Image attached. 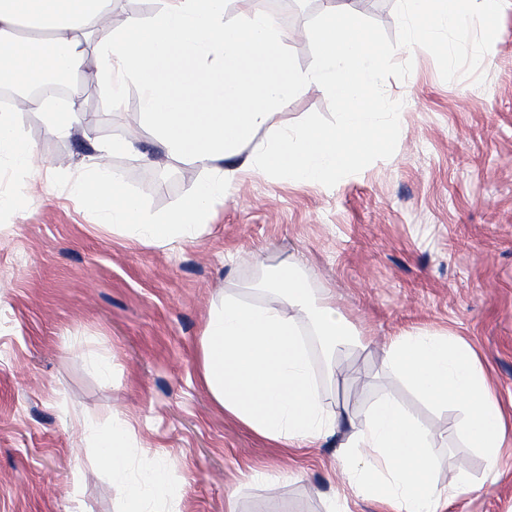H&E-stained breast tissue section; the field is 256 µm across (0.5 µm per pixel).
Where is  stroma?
Segmentation results:
<instances>
[{"mask_svg":"<svg viewBox=\"0 0 512 512\" xmlns=\"http://www.w3.org/2000/svg\"><path fill=\"white\" fill-rule=\"evenodd\" d=\"M298 2L304 11L284 52L304 72L320 51L310 31L325 2ZM358 20L382 50L384 120L395 138L337 184L294 182L253 155L202 231L165 247L112 230L71 199L82 133L53 136L42 113H15L55 170H0V512H65L74 498L83 512H125L121 484L105 472L86 476L95 459L86 427L120 420L135 426L132 467L146 454L165 460L160 512H328L334 503L380 512L352 491L340 444L384 395L427 430L437 487L471 482L448 512H512V445L488 469L468 442L464 408L419 401L383 351L406 331L462 339L512 415V6L495 7L489 25L471 22L452 63L438 49L409 51L398 0H361ZM83 88L93 136L140 141L139 153L107 160L125 189L154 218L180 207L207 174L157 147L137 82L116 111L100 85ZM341 110L310 85L274 109L258 138L268 145L284 131L330 128ZM295 257L310 289L331 293L370 339L341 352L347 378L337 382L312 324L300 320L321 397L342 413L335 443L310 448L260 438L212 401L200 375L209 309L228 295L281 302L276 276ZM262 471L278 482L255 480Z\"/></svg>","mask_w":512,"mask_h":512,"instance_id":"stroma-1","label":"stroma"}]
</instances>
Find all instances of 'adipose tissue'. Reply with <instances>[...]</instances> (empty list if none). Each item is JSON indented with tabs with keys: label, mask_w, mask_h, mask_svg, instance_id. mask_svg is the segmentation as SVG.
<instances>
[{
	"label": "adipose tissue",
	"mask_w": 512,
	"mask_h": 512,
	"mask_svg": "<svg viewBox=\"0 0 512 512\" xmlns=\"http://www.w3.org/2000/svg\"><path fill=\"white\" fill-rule=\"evenodd\" d=\"M411 21L410 43L435 44L456 57L468 22L487 16L488 0H399ZM353 0H331L312 36L320 45L314 68H290L275 23L252 15L224 19V0H162L148 18L132 17L112 30V0H0V81L29 85L48 72L85 71L106 93L108 106L122 102L128 81L141 87L142 113L170 158L186 159L208 177L167 217L154 219L128 193L107 159L133 153L135 140L89 141L76 197L97 208L104 223L133 232L140 241L165 246L199 232L200 218L234 177L225 160L240 156L268 122V109L283 105L307 85L339 95L343 110L334 127L302 135L282 133L263 153L264 165L296 182L340 181L366 155L380 152L394 134L379 119L385 95L378 43L355 20ZM32 169L35 153L11 112H0V162ZM285 306L246 305L234 297L212 308L201 336V377L214 402L262 438L306 448L335 436L339 416L328 415L310 369L297 316L311 320L328 356L365 338L343 317L332 297L313 296L290 267L279 281ZM386 363L424 399L458 403L468 413L472 442L496 465L512 439V418L497 402L490 378L467 343L409 331L390 338ZM343 458L351 486L385 512H446L457 488L442 491L430 479L435 455L422 425L403 406L382 399L368 410ZM129 423L93 431L98 462L126 490V512H151L152 492L166 473L147 462L130 474Z\"/></svg>",
	"instance_id": "ef3b65f1"
}]
</instances>
